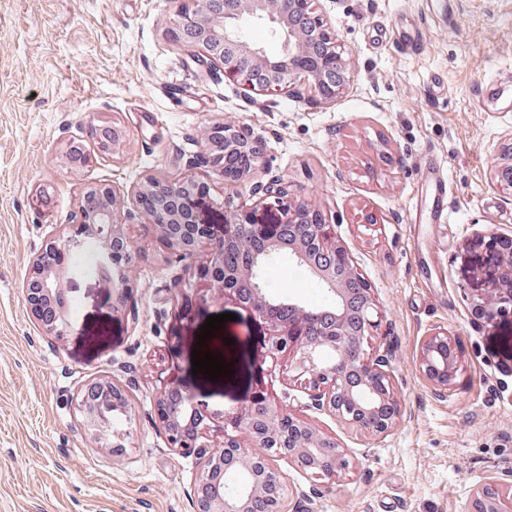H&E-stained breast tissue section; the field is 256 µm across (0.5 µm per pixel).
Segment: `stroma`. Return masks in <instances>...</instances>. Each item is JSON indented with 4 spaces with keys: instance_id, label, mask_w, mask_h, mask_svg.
Here are the masks:
<instances>
[{
    "instance_id": "1",
    "label": "stroma",
    "mask_w": 512,
    "mask_h": 512,
    "mask_svg": "<svg viewBox=\"0 0 512 512\" xmlns=\"http://www.w3.org/2000/svg\"><path fill=\"white\" fill-rule=\"evenodd\" d=\"M182 4L0 0V512H194L199 464L169 447L155 415L172 378L218 410L264 385L348 448L353 469L333 483L282 465L291 512H466L483 477L512 472V324L473 326L461 294L483 235L512 233V186L498 180L512 162V0H315L355 63L343 94L322 105L295 92L246 96L199 67L169 34ZM404 16L423 48L396 45ZM96 125L122 127L120 146L102 150ZM216 125L244 132L256 151L230 191L223 164L202 158ZM73 140L88 165L68 163ZM426 154L441 163L451 223L423 218ZM148 178L204 183L220 210L276 179L289 201L335 222L383 313L373 344L389 353L401 402L387 436L307 407L265 363L264 324L199 281L194 261L159 263L139 213L126 310L111 312V279L77 269L68 338L32 322L23 284L45 235L71 223L87 187L113 189L129 208ZM363 209L376 224L360 223ZM228 312L205 346L236 377L210 381L193 374L191 352L207 317ZM437 328L461 365L440 395L417 370L418 342ZM97 376L130 393L121 456L91 445L75 405Z\"/></svg>"
}]
</instances>
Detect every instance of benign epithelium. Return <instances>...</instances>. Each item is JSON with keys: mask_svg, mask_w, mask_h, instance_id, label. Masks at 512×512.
Masks as SVG:
<instances>
[{"mask_svg": "<svg viewBox=\"0 0 512 512\" xmlns=\"http://www.w3.org/2000/svg\"><path fill=\"white\" fill-rule=\"evenodd\" d=\"M245 14L267 26L280 41L277 54H267L245 36L240 27ZM172 29L198 48L200 65L223 73L224 80L246 94L286 92L302 81L308 85L310 102L317 104L338 97L351 77V59L343 56L336 34L323 19L308 10V0H193L192 8L177 12ZM89 134L114 145L124 136L117 126L92 127ZM208 144L218 149L229 144L246 148L249 140L238 130L215 127ZM185 190L181 183L160 185L147 180L136 191V206L148 216L157 197L171 202L166 220L155 224L165 248L159 258L165 260L171 254L193 259L202 249H209L201 266L218 270L224 277V296L250 310L268 327L263 349L271 368L285 372L291 385L303 389L309 406L371 436L387 434L399 418L400 401L388 354L369 346L382 318L376 301L368 290L355 304L348 298L344 281L359 276L357 269L323 265L304 242L285 244L278 236L282 224H311L316 229L317 249L328 254L340 249L336 224L306 203L288 201L275 183L257 200L222 213L219 220L204 218L210 210L204 203L181 207ZM89 191L102 200L93 229L101 251L94 270L110 275L113 249L121 246L127 255H136L127 233L126 211L113 191L97 186ZM241 224L255 228L268 244V249L252 255L242 272L224 267V244L237 238ZM85 228L84 224H70L60 236L50 238L33 260L23 288L27 311L46 333L59 339L69 335L72 323L61 303L66 292L64 271L49 256L63 247H80ZM483 246L485 256L478 257L485 269L483 282L463 292L474 320L493 325L512 318V236L491 232L483 236ZM284 248L296 261L314 266L320 283L336 297V314L331 320L325 322L323 316L297 306L288 321H273V304L259 283L274 252ZM131 293L130 276L112 280V313L122 311ZM488 295L494 297L490 307L484 302ZM316 321L321 327L318 337L311 340L308 332ZM458 357L454 338L436 330L420 340L417 370L434 391H449L460 370ZM108 394L114 406L128 402L120 383L98 377L84 382L75 401L87 437L102 450L121 455L126 445L119 436L109 435L110 426L100 406ZM254 400L252 396L236 408L215 411L203 397L184 392L173 381L160 388L155 410L168 445L196 457L201 464L192 486L194 512H251L252 500L264 494L273 480L281 485V492L271 499L269 512H287L280 461L294 465L317 483L333 482L350 473L352 460L336 439L277 403L255 414L250 411ZM214 432L224 433L225 449L211 447ZM228 464L242 476V483L232 490L224 489ZM467 512H512V483L497 476L484 477L474 489Z\"/></svg>", "mask_w": 512, "mask_h": 512, "instance_id": "1", "label": "benign epithelium"}]
</instances>
